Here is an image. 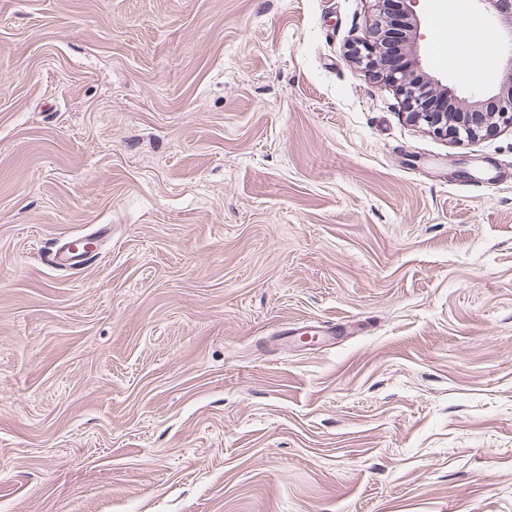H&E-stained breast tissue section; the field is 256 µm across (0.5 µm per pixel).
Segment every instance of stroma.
Listing matches in <instances>:
<instances>
[{
  "label": "stroma",
  "instance_id": "35a3bbf8",
  "mask_svg": "<svg viewBox=\"0 0 512 512\" xmlns=\"http://www.w3.org/2000/svg\"><path fill=\"white\" fill-rule=\"evenodd\" d=\"M458 2L416 45L466 106L512 45ZM377 19L0 0V512H512V130L411 122Z\"/></svg>",
  "mask_w": 512,
  "mask_h": 512
}]
</instances>
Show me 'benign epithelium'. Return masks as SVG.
<instances>
[{"mask_svg": "<svg viewBox=\"0 0 512 512\" xmlns=\"http://www.w3.org/2000/svg\"><path fill=\"white\" fill-rule=\"evenodd\" d=\"M380 20L361 41L357 50L359 58L365 61L375 75L385 84L395 88L407 105V117L427 131L463 145L474 140L482 131L496 129L512 130V88L501 95L486 99L491 104L488 112H448L447 106H435L433 99L435 83L423 81L415 76L411 63L391 67L385 64L386 36L391 26L388 7L391 0H375ZM493 12L503 26L511 50L505 60V71L512 82V0H481ZM416 0H398L396 11L403 17L406 29L417 22L413 4Z\"/></svg>", "mask_w": 512, "mask_h": 512, "instance_id": "obj_1", "label": "benign epithelium"}]
</instances>
